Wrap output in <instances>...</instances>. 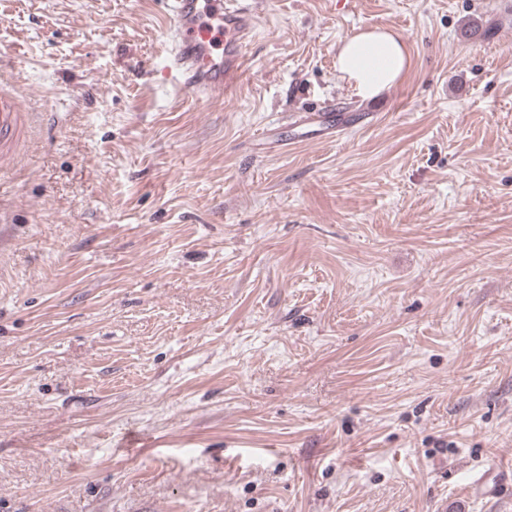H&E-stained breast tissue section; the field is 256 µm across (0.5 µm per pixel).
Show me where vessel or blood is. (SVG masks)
Returning <instances> with one entry per match:
<instances>
[{
	"label": "vessel or blood",
	"mask_w": 512,
	"mask_h": 512,
	"mask_svg": "<svg viewBox=\"0 0 512 512\" xmlns=\"http://www.w3.org/2000/svg\"><path fill=\"white\" fill-rule=\"evenodd\" d=\"M171 43L167 69L179 88L208 96L232 91L247 71L244 47L257 27L255 10L242 0H167ZM29 133L21 98L0 89V169Z\"/></svg>",
	"instance_id": "b4317fda"
}]
</instances>
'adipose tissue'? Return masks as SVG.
<instances>
[{
    "label": "adipose tissue",
    "mask_w": 512,
    "mask_h": 512,
    "mask_svg": "<svg viewBox=\"0 0 512 512\" xmlns=\"http://www.w3.org/2000/svg\"><path fill=\"white\" fill-rule=\"evenodd\" d=\"M409 64L406 40L387 28L363 30L344 38L336 70L352 82L359 96L374 98L399 82Z\"/></svg>",
    "instance_id": "1"
}]
</instances>
